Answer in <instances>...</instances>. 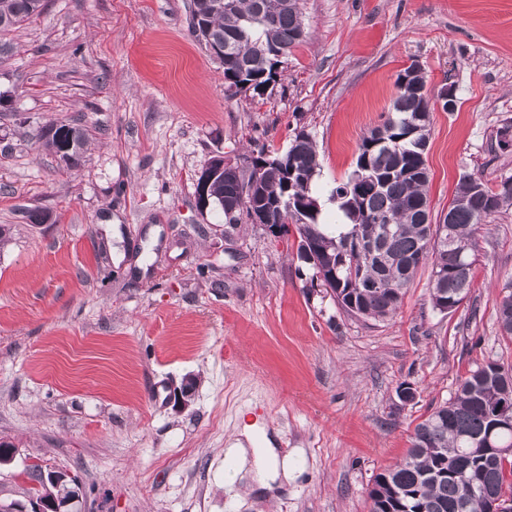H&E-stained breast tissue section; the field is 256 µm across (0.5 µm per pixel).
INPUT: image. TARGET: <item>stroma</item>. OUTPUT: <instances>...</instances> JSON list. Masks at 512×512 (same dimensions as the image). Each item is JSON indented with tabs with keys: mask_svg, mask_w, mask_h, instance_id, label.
Masks as SVG:
<instances>
[{
	"mask_svg": "<svg viewBox=\"0 0 512 512\" xmlns=\"http://www.w3.org/2000/svg\"><path fill=\"white\" fill-rule=\"evenodd\" d=\"M0 62V497L28 467L81 482L73 512H370L379 473L477 366L512 367L496 299L512 279V207L477 234L467 298L433 309L421 267L384 321L310 285L290 240L196 205L195 172L252 144L317 145L318 220L395 80L419 63L454 111L431 105L433 220L463 174L512 176V0H303L309 37L264 89L224 92V68L187 29L189 0H45ZM86 130L80 167L35 138ZM49 211L44 224L27 211ZM187 404L175 401L185 383ZM415 391L400 396L402 385ZM267 434L290 478L224 483L237 431Z\"/></svg>",
	"mask_w": 512,
	"mask_h": 512,
	"instance_id": "1",
	"label": "stroma"
}]
</instances>
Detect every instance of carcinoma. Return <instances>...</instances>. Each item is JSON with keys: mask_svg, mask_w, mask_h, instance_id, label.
Instances as JSON below:
<instances>
[{"mask_svg": "<svg viewBox=\"0 0 512 512\" xmlns=\"http://www.w3.org/2000/svg\"><path fill=\"white\" fill-rule=\"evenodd\" d=\"M44 0H0V37L25 21L41 16ZM301 0H191L189 28L194 38L210 49L224 45V84L233 96L242 90H259L269 83L280 56H288L305 40ZM384 123L361 138L352 171L330 190V199L347 221L341 231L318 223L319 197L313 179L321 164L310 134H296L285 153L295 162L298 179L272 168L266 171V190L284 201L303 200L304 209H284L285 233L295 231L300 244L316 252L317 263L303 261L312 271L310 287L331 290L337 305L348 315L383 321L399 309L405 290L418 269L431 265L429 291L434 309L454 308L472 285L476 234L486 219L512 206V177L498 189L465 174L450 205L453 223L448 244L426 240L431 218L427 186L429 170L425 152L431 122L418 123L420 114L431 115V97L402 89ZM71 138L72 148L63 162L69 168L84 159V131L67 123L39 130L38 139L59 154L60 137ZM238 177L229 172L210 185L211 203L222 211L224 223L236 225L249 215L246 209L232 214L224 199L236 194ZM502 331L512 335V283L504 286L497 303ZM512 394V369L490 361L466 376L448 403L436 408L414 430L406 459L379 474L370 491L372 512H490L489 499L480 491L465 492L463 476L490 481L512 497V482L493 455L467 457L456 464L460 449L471 448L493 428V414Z\"/></svg>", "mask_w": 512, "mask_h": 512, "instance_id": "carcinoma-1", "label": "carcinoma"}]
</instances>
